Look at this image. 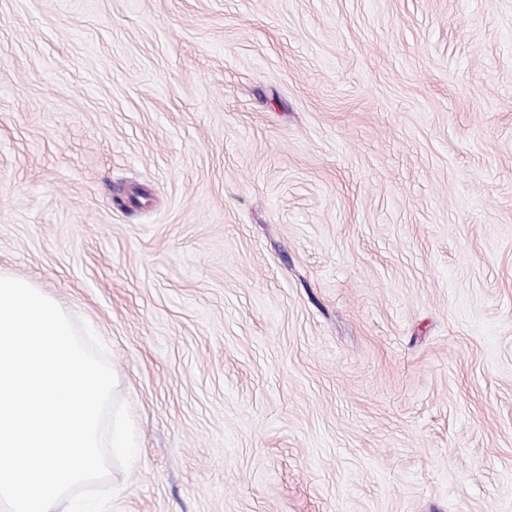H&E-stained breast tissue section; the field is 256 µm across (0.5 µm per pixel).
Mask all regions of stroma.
Here are the masks:
<instances>
[{
	"label": "stroma",
	"instance_id": "1",
	"mask_svg": "<svg viewBox=\"0 0 512 512\" xmlns=\"http://www.w3.org/2000/svg\"><path fill=\"white\" fill-rule=\"evenodd\" d=\"M0 272L112 512H512V0H0Z\"/></svg>",
	"mask_w": 512,
	"mask_h": 512
}]
</instances>
